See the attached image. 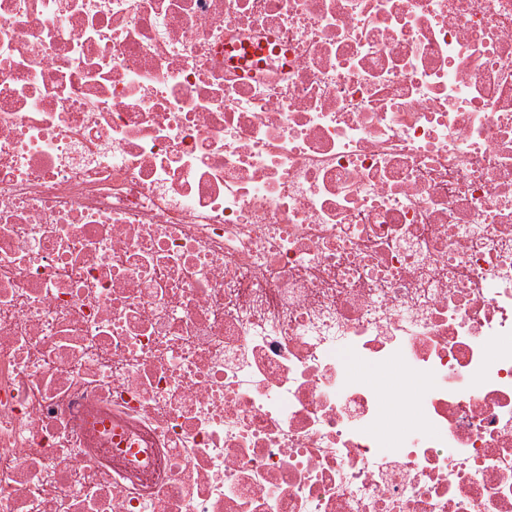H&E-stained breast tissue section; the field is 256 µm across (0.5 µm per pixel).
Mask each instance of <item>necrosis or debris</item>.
I'll list each match as a JSON object with an SVG mask.
<instances>
[{"mask_svg":"<svg viewBox=\"0 0 512 512\" xmlns=\"http://www.w3.org/2000/svg\"><path fill=\"white\" fill-rule=\"evenodd\" d=\"M0 512H512V0H0Z\"/></svg>","mask_w":512,"mask_h":512,"instance_id":"1","label":"necrosis or debris"}]
</instances>
